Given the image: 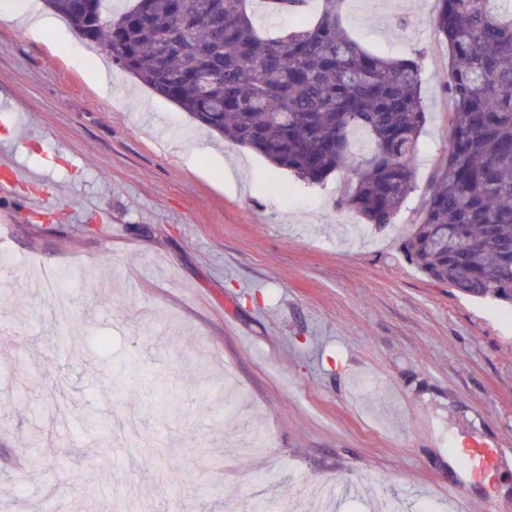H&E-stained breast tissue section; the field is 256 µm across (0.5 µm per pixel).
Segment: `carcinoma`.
<instances>
[{
  "mask_svg": "<svg viewBox=\"0 0 512 512\" xmlns=\"http://www.w3.org/2000/svg\"><path fill=\"white\" fill-rule=\"evenodd\" d=\"M273 0L296 17L268 36L248 0H45L86 44L190 119L308 183L349 169L341 204L393 223L414 182L427 121L419 61L362 48L345 0ZM454 102L448 154L404 243L428 278L512 313V0H436ZM362 132L370 150L352 149Z\"/></svg>",
  "mask_w": 512,
  "mask_h": 512,
  "instance_id": "carcinoma-1",
  "label": "carcinoma"
}]
</instances>
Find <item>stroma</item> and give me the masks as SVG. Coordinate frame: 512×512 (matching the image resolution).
Segmentation results:
<instances>
[{
    "mask_svg": "<svg viewBox=\"0 0 512 512\" xmlns=\"http://www.w3.org/2000/svg\"><path fill=\"white\" fill-rule=\"evenodd\" d=\"M433 8L345 6L361 47L420 57L428 114L415 190L365 237L350 171L307 184L119 69L99 87L66 23L0 16V112L43 175L0 195L10 512H512V320L403 248L450 138ZM34 194L49 216L19 217ZM471 446L502 451L479 480L448 461Z\"/></svg>",
    "mask_w": 512,
    "mask_h": 512,
    "instance_id": "35a3bbf8",
    "label": "stroma"
}]
</instances>
